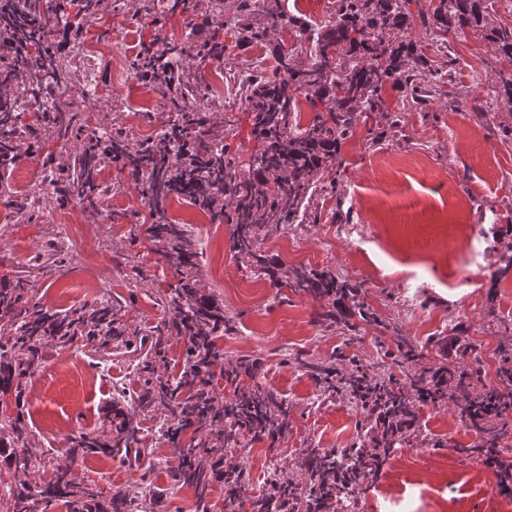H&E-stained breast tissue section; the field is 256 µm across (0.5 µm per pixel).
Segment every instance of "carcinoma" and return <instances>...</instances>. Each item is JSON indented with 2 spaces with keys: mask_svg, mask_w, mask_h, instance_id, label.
<instances>
[{
  "mask_svg": "<svg viewBox=\"0 0 512 512\" xmlns=\"http://www.w3.org/2000/svg\"><path fill=\"white\" fill-rule=\"evenodd\" d=\"M72 0H0V170L37 161L48 183L46 199L59 208L101 210L109 189L101 182L106 166L117 164L142 183L144 205L152 222L147 239L167 264L183 272L179 285L163 299L169 318L144 332L123 320L122 306L101 300L70 308H47L36 301L31 283L40 270L64 262L55 253L13 282L0 285V392L22 390L45 361L53 344L71 347L81 341L107 358L139 354L134 379L139 389L121 387L112 392L105 413L110 435L80 433L70 440L69 460L62 462L34 443L29 420L18 411L0 416V484L8 497L0 512H48L63 504L67 512H161L163 494L156 484L160 462H148L140 476L145 493L110 496L92 481L74 472L78 456L102 454L126 462L140 457L143 421L160 413L156 434L168 444L165 474L168 489L191 488L195 512H212L214 484L224 485L228 509L248 502L249 512H360L358 494L375 476L388 452L417 428L416 406L427 390L438 402H451L464 417L472 408L491 414L472 421L482 434L485 449L499 452L508 424L491 407L487 391L474 382L475 371L455 361L424 365V349L448 353L457 336H430L414 344L400 337L397 354L387 363L364 365L339 355L337 360L296 357L298 370L311 378L321 399L346 398L360 408L355 442L340 451L315 445L301 449L291 467L274 464L268 491L255 498L244 495L247 476L238 449L254 442L288 437L290 406L285 398L260 383L261 364L251 358H224L218 340L234 331V320L224 313V302L206 291L197 262L198 242L185 224L167 217L172 200L186 202L218 224H228L235 255L247 261L275 288L304 293L319 303L322 324L336 323L341 312L348 330L377 325L379 317L364 300L365 283L340 279L328 269L307 265L280 266L259 247V241L287 225L315 224L311 209L318 194H339L341 174L323 177L336 162L341 144L355 132L361 119L383 127L380 134L400 127V116L386 107L384 86H399L408 104H420L435 93L441 71L412 41L391 42L385 36L419 24L446 38L483 24L484 0H427L426 8L412 13L409 0H336V20L318 29L307 60L276 47L278 70L269 77L252 72V64H233L228 72L247 70L249 77L235 85L252 134L261 142L244 169L237 153L224 142V127L215 117L198 79L177 69L189 58L196 66L224 59V43L211 38L155 39L132 62L136 77L173 105L174 118L162 131L136 139L109 121L106 106L100 125L91 126L83 113L64 98L69 86L79 34L73 30L68 9ZM105 0H78L83 20H99ZM227 0H138L133 12L153 14L157 23L177 13L192 17L204 8L215 23L233 22L241 41L262 44L284 27L303 29L305 18L285 14L281 0H236L234 14L224 19ZM261 14L265 22L253 27L244 19ZM492 51L512 58V28H493L486 35ZM314 108L312 122L298 125V97ZM50 103L40 111L36 129L22 123L28 111L24 100ZM49 136L62 143L60 156L38 157L30 140ZM184 342L181 369L165 374L169 341ZM499 383L512 385V345L496 352ZM250 379L242 384L240 377ZM231 384L229 392L219 381ZM189 440H183L187 431Z\"/></svg>",
  "mask_w": 512,
  "mask_h": 512,
  "instance_id": "obj_1",
  "label": "carcinoma"
}]
</instances>
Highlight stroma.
Returning a JSON list of instances; mask_svg holds the SVG:
<instances>
[{
    "label": "stroma",
    "instance_id": "obj_1",
    "mask_svg": "<svg viewBox=\"0 0 512 512\" xmlns=\"http://www.w3.org/2000/svg\"><path fill=\"white\" fill-rule=\"evenodd\" d=\"M133 9L134 0H119L115 10L85 29L84 40L96 47L99 31H110L113 114L121 127L139 126L142 139L149 128H162L173 117L166 99L127 67L144 44L161 34L195 41L216 35L224 43L225 58L259 60L271 76L274 46L289 37L283 30L271 34L268 43L242 47L233 32L204 14L190 22L181 15L169 17L160 30L152 16L134 15ZM409 36L433 67L446 68L449 57H456V83L440 87L417 109L402 107L400 89L386 85V105L399 112L400 131L387 132L376 143L362 125L342 144L341 192L356 204L354 218L366 227L362 239L342 234L335 221V197L322 195L315 200L319 223L304 225L291 239L274 234L260 243L274 261L326 267L341 278L365 282L366 300L381 322L363 340L352 341L341 324H317L313 299L255 277L233 256L229 226L207 224L204 214L183 202L169 207L170 218L187 223L196 239L206 240L201 251L205 283L236 318V333L222 341L225 355L260 361L266 386L292 408L287 439L273 446L254 443L248 453L250 493L268 489L273 463H290L297 449L313 442L340 450L356 436L359 411L343 399L318 403L314 381L288 365L289 355L302 352L328 360L341 351L366 362L381 350H394L396 337L419 343L453 326L466 346L482 353L479 382L488 387L497 367L493 351L502 343L512 345V330L504 328L512 323V272L497 275L500 254L512 249V141L497 131L499 121L512 114L501 89L502 76L512 74V58L490 53L478 29L458 32L445 47L418 27ZM204 75L214 111L232 122L227 141L240 164L248 165L257 143L242 101L215 67L206 68ZM480 110L485 113L481 119L476 116ZM108 173L114 191L103 203L104 217L92 222L71 206L64 216L94 224L100 245L93 262L103 277L102 288L122 301L125 320L148 330L164 317L161 297L179 277L145 238L144 226L151 218L136 185L119 167ZM478 222L484 225L482 236L468 240L467 225ZM63 247L54 225L38 220L1 224L0 283L14 281L40 254ZM84 280L83 264L67 257L60 269L35 281V297L46 306L63 307L59 288L78 287ZM410 283L421 286L411 299L406 296ZM83 355L74 346L48 349L22 396L8 394L0 402L10 408L23 404L38 434L55 424L73 434L100 432L113 383L130 382L133 376L120 363L113 365L111 381H74L68 375L70 362ZM417 413L423 439H411L390 456L378 478L369 481L361 512H512V494L499 490V467L468 455L479 436L466 427L458 409L423 402ZM75 472L106 493L126 490L139 479L136 468L100 454L85 456Z\"/></svg>",
    "mask_w": 512,
    "mask_h": 512
}]
</instances>
